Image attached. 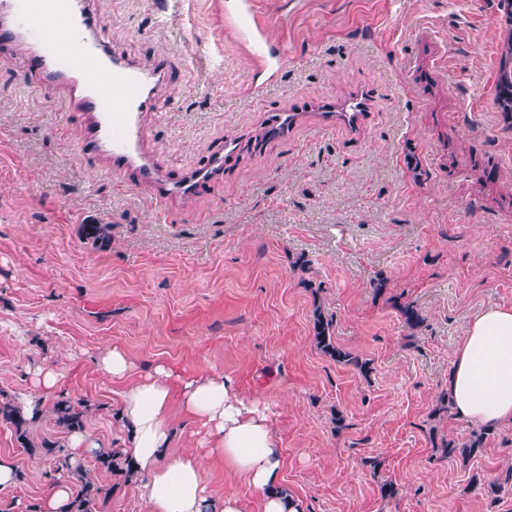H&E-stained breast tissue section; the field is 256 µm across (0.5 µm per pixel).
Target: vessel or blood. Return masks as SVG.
<instances>
[{"instance_id": "vessel-or-blood-1", "label": "vessel or blood", "mask_w": 512, "mask_h": 512, "mask_svg": "<svg viewBox=\"0 0 512 512\" xmlns=\"http://www.w3.org/2000/svg\"><path fill=\"white\" fill-rule=\"evenodd\" d=\"M224 16L256 62L250 90L262 93L287 56L268 48L255 0H225ZM99 24L87 0H51L47 9L42 0H0V55L23 53L39 86L64 92L72 111L82 114L76 156L101 157L113 173L132 174L135 186L152 188L160 205L198 197L223 176L233 144L225 143L188 172L161 166L150 149L145 119L158 111L159 94L170 79L165 61L144 65L107 50L94 35Z\"/></svg>"}]
</instances>
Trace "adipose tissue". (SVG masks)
<instances>
[{
  "label": "adipose tissue",
  "mask_w": 512,
  "mask_h": 512,
  "mask_svg": "<svg viewBox=\"0 0 512 512\" xmlns=\"http://www.w3.org/2000/svg\"><path fill=\"white\" fill-rule=\"evenodd\" d=\"M99 366L119 386V416L151 512H243L239 495L216 499L207 492L208 459L261 492L262 512H305L282 485L284 459L268 405L231 375L188 373L161 362L139 375L114 347L100 354ZM448 399L466 421L512 426V307L486 308L470 322L453 354ZM174 401L202 425L200 450L172 452L167 411Z\"/></svg>",
  "instance_id": "ef3b65f1"
}]
</instances>
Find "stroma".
Listing matches in <instances>:
<instances>
[{
  "mask_svg": "<svg viewBox=\"0 0 512 512\" xmlns=\"http://www.w3.org/2000/svg\"><path fill=\"white\" fill-rule=\"evenodd\" d=\"M260 2L287 63L256 98L224 0H91L102 45L168 61L164 117L146 119L159 163L190 171L236 145L223 178L163 211L102 158L76 159L81 114L36 89L22 55L0 58V399L57 368L59 390L89 407L86 432L123 447L97 364L116 346L140 370L224 372L264 400L306 512H512V489L494 501L469 484L512 467V426L486 427L470 462L443 452L474 429L445 406L453 352L476 314L512 307V121L495 105L505 4ZM352 98L358 123L329 121ZM274 112L296 118L273 134ZM87 224L111 225L110 243ZM317 301L367 370L316 349ZM0 456L18 475L0 504L40 505L51 457L2 423ZM204 479L260 512L223 462Z\"/></svg>",
  "mask_w": 512,
  "mask_h": 512,
  "instance_id": "obj_1",
  "label": "stroma"
}]
</instances>
